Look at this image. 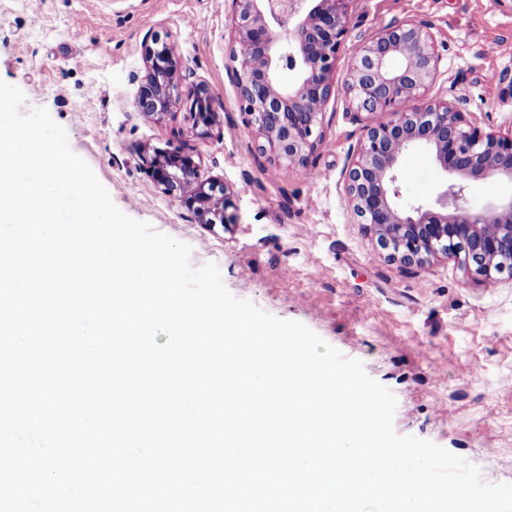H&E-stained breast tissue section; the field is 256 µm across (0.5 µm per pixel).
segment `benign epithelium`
Returning a JSON list of instances; mask_svg holds the SVG:
<instances>
[{"mask_svg": "<svg viewBox=\"0 0 512 512\" xmlns=\"http://www.w3.org/2000/svg\"><path fill=\"white\" fill-rule=\"evenodd\" d=\"M233 77L246 127L263 149L289 165L306 168L323 138V108L335 88L336 63L347 36L353 0H230ZM156 34L143 39L145 75L134 98L138 114L160 122L182 100L207 136L218 122L204 83L182 87L180 55ZM441 57L428 25L409 21L380 28L352 54L346 92L357 110L381 119L364 126L344 187L358 223L388 258L422 265L443 257L466 273L494 283L512 276V196L495 197L471 212V181L512 182V129L473 124L462 102L423 100ZM294 72L285 83L282 71ZM430 151L444 174L435 196L401 203L403 155ZM163 193L201 224H223L231 205L224 180L202 174L184 148L144 157Z\"/></svg>", "mask_w": 512, "mask_h": 512, "instance_id": "7a95c632", "label": "benign epithelium"}]
</instances>
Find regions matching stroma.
<instances>
[{
    "mask_svg": "<svg viewBox=\"0 0 512 512\" xmlns=\"http://www.w3.org/2000/svg\"><path fill=\"white\" fill-rule=\"evenodd\" d=\"M410 20L429 23L442 57L426 97L463 100L479 127L511 129L512 0H355L323 139L305 169L261 151L245 127L228 0H0V79L23 90L24 110L46 108L66 128L124 213L190 244L193 265L215 263L236 297L360 360L396 397L398 434L465 458L485 482H512V277L489 285L444 259L388 260L344 189L368 121L342 90L351 47ZM149 33L176 43L185 83L209 86L211 135L185 103L159 122L135 111ZM176 146L230 186L229 224L199 223L153 180L143 151ZM439 179L428 152L408 151L402 203L426 198Z\"/></svg>",
    "mask_w": 512,
    "mask_h": 512,
    "instance_id": "1",
    "label": "stroma"
}]
</instances>
